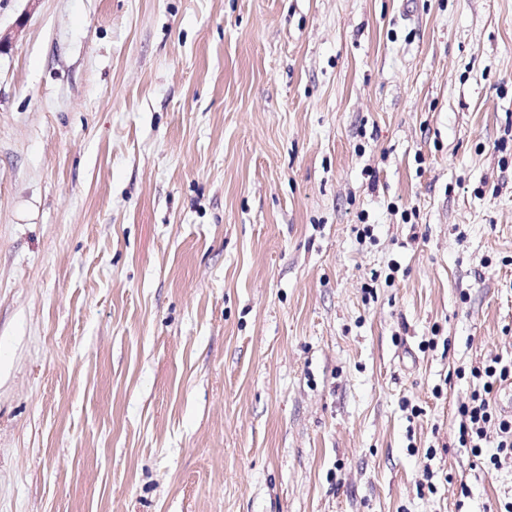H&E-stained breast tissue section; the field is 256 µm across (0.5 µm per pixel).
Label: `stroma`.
I'll list each match as a JSON object with an SVG mask.
<instances>
[{"instance_id": "stroma-1", "label": "stroma", "mask_w": 512, "mask_h": 512, "mask_svg": "<svg viewBox=\"0 0 512 512\" xmlns=\"http://www.w3.org/2000/svg\"><path fill=\"white\" fill-rule=\"evenodd\" d=\"M0 34V512L512 499L454 376L512 356V0H0Z\"/></svg>"}]
</instances>
